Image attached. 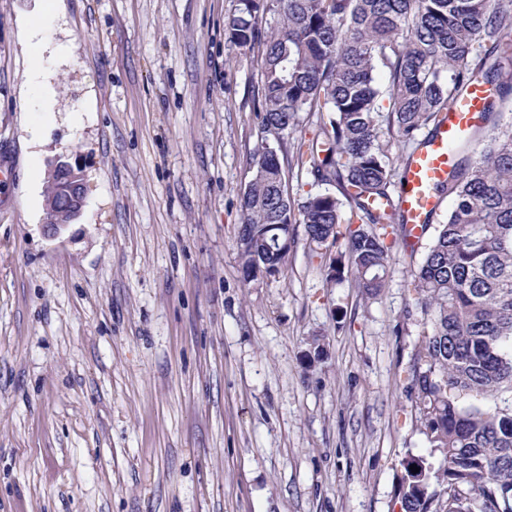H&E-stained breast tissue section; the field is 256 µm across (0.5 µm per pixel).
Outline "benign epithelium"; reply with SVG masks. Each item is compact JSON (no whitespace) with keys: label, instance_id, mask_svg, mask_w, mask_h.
<instances>
[{"label":"benign epithelium","instance_id":"obj_1","mask_svg":"<svg viewBox=\"0 0 512 512\" xmlns=\"http://www.w3.org/2000/svg\"><path fill=\"white\" fill-rule=\"evenodd\" d=\"M48 172L64 176L62 199L46 200L47 224L43 225L50 238L59 236L64 228L78 220L86 205L85 185L80 168L67 158L56 157L49 162Z\"/></svg>","mask_w":512,"mask_h":512}]
</instances>
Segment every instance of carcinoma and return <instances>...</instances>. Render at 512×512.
Masks as SVG:
<instances>
[{
    "instance_id": "1",
    "label": "carcinoma",
    "mask_w": 512,
    "mask_h": 512,
    "mask_svg": "<svg viewBox=\"0 0 512 512\" xmlns=\"http://www.w3.org/2000/svg\"><path fill=\"white\" fill-rule=\"evenodd\" d=\"M226 24L233 44L261 41L259 112L265 137L241 196L238 251L243 281L282 273L296 226L316 246L345 240L337 281L353 276L368 298L385 286L396 245L415 251L412 230L389 187L397 169L388 147H421L473 83L495 86L484 123L451 148L454 165L437 188L454 199L433 228L413 291L427 315L407 380L431 452L404 465L401 512H512V398L493 411L458 397L512 394V8L503 0H241ZM273 12L267 34L259 14ZM303 112H329L319 136L294 139L274 161L268 137L295 131ZM306 172L329 193L292 199L286 169ZM419 472L414 473L410 465Z\"/></svg>"
}]
</instances>
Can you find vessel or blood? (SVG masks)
<instances>
[{"mask_svg": "<svg viewBox=\"0 0 512 512\" xmlns=\"http://www.w3.org/2000/svg\"><path fill=\"white\" fill-rule=\"evenodd\" d=\"M491 94L482 84L469 86L444 113L437 130L416 151L405 167L400 190L405 222L414 237H423L424 226L440 206L436 188L446 183L453 165L451 145L465 139L483 121L484 107Z\"/></svg>", "mask_w": 512, "mask_h": 512, "instance_id": "vessel-or-blood-1", "label": "vessel or blood"}]
</instances>
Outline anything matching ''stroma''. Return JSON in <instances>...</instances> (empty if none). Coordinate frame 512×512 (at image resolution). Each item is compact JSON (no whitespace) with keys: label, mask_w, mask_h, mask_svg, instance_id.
Returning a JSON list of instances; mask_svg holds the SVG:
<instances>
[{"label":"stroma","mask_w":512,"mask_h":512,"mask_svg":"<svg viewBox=\"0 0 512 512\" xmlns=\"http://www.w3.org/2000/svg\"><path fill=\"white\" fill-rule=\"evenodd\" d=\"M239 8L56 0L44 118L37 0H0V512H400L430 450L405 380L421 254L393 248L372 298L331 281L343 244L302 235L284 273L241 278L264 46L228 41ZM59 155L87 203L53 239ZM41 13L30 24L27 52L32 62L30 68V99L38 112H53V93L48 82L47 70L44 65L43 47L47 39V28L44 25L46 14L54 7L53 0L43 1Z\"/></svg>","instance_id":"35a3bbf8"}]
</instances>
